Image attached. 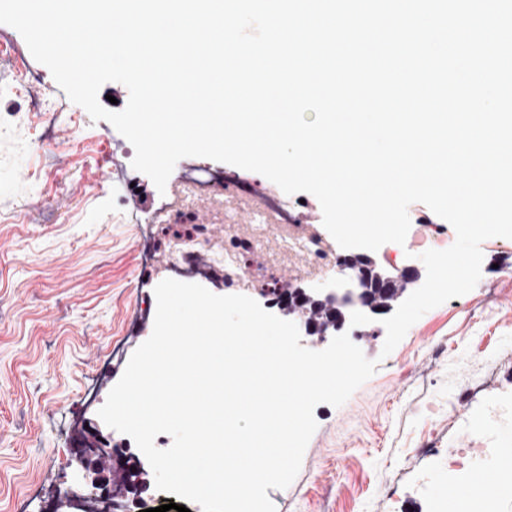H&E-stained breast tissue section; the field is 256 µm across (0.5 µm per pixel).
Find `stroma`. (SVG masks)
<instances>
[{
    "instance_id": "1",
    "label": "stroma",
    "mask_w": 512,
    "mask_h": 512,
    "mask_svg": "<svg viewBox=\"0 0 512 512\" xmlns=\"http://www.w3.org/2000/svg\"><path fill=\"white\" fill-rule=\"evenodd\" d=\"M133 157L0 24V512H45L80 482L64 452L124 373L104 368L110 347L131 353L152 333L153 316L133 313L163 271L141 269L128 217L163 196ZM116 167L140 195L113 190ZM481 250L475 288L426 312L390 354L383 337L357 339L376 371L341 407H315L297 477L268 492L276 512H449L475 472H495L512 446V239ZM452 448L467 449L464 470H449Z\"/></svg>"
}]
</instances>
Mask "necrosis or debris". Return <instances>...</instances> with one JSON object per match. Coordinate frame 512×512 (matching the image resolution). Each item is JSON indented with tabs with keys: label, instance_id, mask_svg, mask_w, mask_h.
Here are the masks:
<instances>
[{
	"label": "necrosis or debris",
	"instance_id": "4bbe7bcc",
	"mask_svg": "<svg viewBox=\"0 0 512 512\" xmlns=\"http://www.w3.org/2000/svg\"><path fill=\"white\" fill-rule=\"evenodd\" d=\"M206 198L213 205L214 223H222L223 236L214 223L195 220L194 203ZM249 213L253 227L240 233L241 213ZM315 219L286 197L256 191L247 180L225 175L205 163L183 167L168 202L157 210L144 229L141 264L152 266L165 255L170 278L182 282H218L252 293L279 288L288 263L301 260L305 273L320 278L339 272L341 257L314 228ZM265 258L255 262L257 248Z\"/></svg>",
	"mask_w": 512,
	"mask_h": 512
}]
</instances>
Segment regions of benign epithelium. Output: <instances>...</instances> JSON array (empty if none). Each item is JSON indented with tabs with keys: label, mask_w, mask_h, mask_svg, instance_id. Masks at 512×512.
Masks as SVG:
<instances>
[{
	"label": "benign epithelium",
	"mask_w": 512,
	"mask_h": 512,
	"mask_svg": "<svg viewBox=\"0 0 512 512\" xmlns=\"http://www.w3.org/2000/svg\"><path fill=\"white\" fill-rule=\"evenodd\" d=\"M341 273L352 280V291L356 292L353 307L345 318L335 317L330 308L336 290L332 288H289L280 294V312L296 322L311 337L309 345L319 347L333 333H339L345 326L363 325L373 319L392 312L404 296L399 285L403 282L416 284L420 273L412 265L400 272L383 271L370 256L359 263L350 256H343ZM125 449L127 443L116 441L112 434H105L99 426H92L75 448L78 466L86 473L87 481L78 488L65 486L58 492L55 512H67L75 505L101 502L106 510L119 497L128 494L139 495L148 488V481L141 463L124 452L119 461L113 462L112 449Z\"/></svg>",
	"instance_id": "obj_1"
}]
</instances>
